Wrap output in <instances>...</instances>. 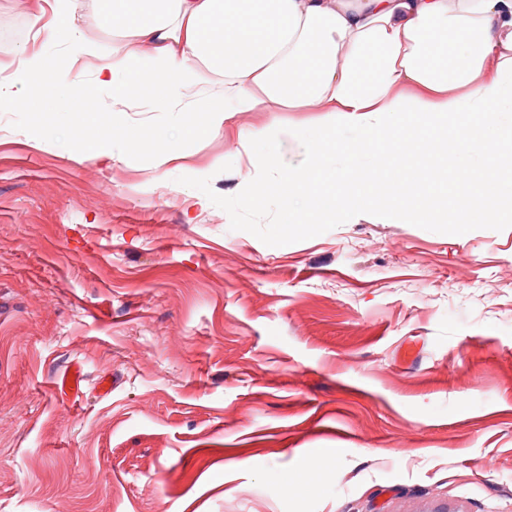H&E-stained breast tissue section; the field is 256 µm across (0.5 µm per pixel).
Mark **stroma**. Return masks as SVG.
Returning a JSON list of instances; mask_svg holds the SVG:
<instances>
[{
  "label": "stroma",
  "mask_w": 512,
  "mask_h": 512,
  "mask_svg": "<svg viewBox=\"0 0 512 512\" xmlns=\"http://www.w3.org/2000/svg\"><path fill=\"white\" fill-rule=\"evenodd\" d=\"M36 0H0V58ZM67 142L0 112V512H512V228L358 215L268 246L178 184L315 112H238L166 159L178 112H130V159L66 95ZM83 369V392L55 390ZM132 129H126L120 132L111 133L102 140L83 144L80 151L75 155L76 159L81 161L86 158H101L107 160H123L133 148L135 142L133 140L134 133Z\"/></svg>",
  "instance_id": "stroma-1"
}]
</instances>
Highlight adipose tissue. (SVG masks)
Masks as SVG:
<instances>
[{
  "label": "adipose tissue",
  "mask_w": 512,
  "mask_h": 512,
  "mask_svg": "<svg viewBox=\"0 0 512 512\" xmlns=\"http://www.w3.org/2000/svg\"><path fill=\"white\" fill-rule=\"evenodd\" d=\"M112 30L111 47L88 39L76 0H54V20L33 18L38 47L0 59V112H34L61 68L96 61L92 83L128 112L150 97L155 112H203L167 145L219 132L236 112H317L319 128L365 131L354 143L445 138L460 151H512L501 114L512 108V0H91ZM64 47L58 66L55 47ZM152 77L144 86L143 77ZM357 181L370 200L402 218L479 213L512 219V193L412 191L380 168L337 184L310 170L276 187L297 224L352 209Z\"/></svg>",
  "instance_id": "adipose-tissue-1"
}]
</instances>
